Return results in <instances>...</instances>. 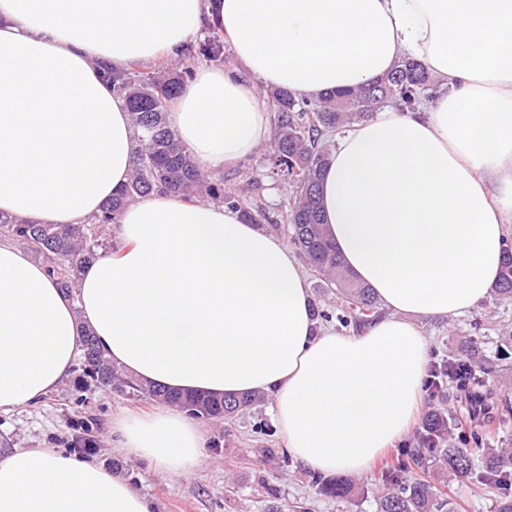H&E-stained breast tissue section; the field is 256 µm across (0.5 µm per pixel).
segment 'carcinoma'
Here are the masks:
<instances>
[{"mask_svg": "<svg viewBox=\"0 0 512 512\" xmlns=\"http://www.w3.org/2000/svg\"><path fill=\"white\" fill-rule=\"evenodd\" d=\"M195 55L219 60L223 51L218 41L208 38L198 43ZM190 75V67L173 71L165 62L138 76L108 72L113 88L125 98L133 124L143 131L130 181L106 201L93 224H35L0 217V236L27 248L45 264L57 285L71 294L77 289L81 268L97 255L104 227L116 223L130 203L154 192L170 193L189 202L205 195L238 209L247 222L265 224L285 236L322 288L341 297L337 314L313 306L316 319L326 323L335 320L356 331L366 329L380 316L378 300L371 288L352 276L329 238L321 215L319 182L330 158L322 136L367 120L390 104L415 110L421 93L433 83L427 66L413 58H402L376 81L327 93L312 103L297 99L286 89L265 90L264 101L274 119L269 144L272 173L298 187L296 194L280 201L274 218L238 192L225 189L224 180L208 175L174 133L168 103ZM490 296L495 301H512L509 243L505 244L499 279ZM81 350V389L105 387L118 395L166 404L214 422L231 420L263 400L259 392L241 396L180 393L140 382L113 364L87 330L81 336ZM486 360L485 342L480 337L462 342L448 355L446 374L434 392L446 387L471 393L476 386H486L484 380L459 369L461 363L480 368ZM71 426L78 431L71 447H95L93 440L84 436L88 425L83 416L72 420ZM458 478L495 492V512H512V441L492 444L483 428L461 429L447 412L434 408L417 432L416 445L401 449L385 469V487L376 496V512H459V503L443 491ZM314 484L320 494L336 499H346L353 491L350 481L343 477L317 479Z\"/></svg>", "mask_w": 512, "mask_h": 512, "instance_id": "obj_1", "label": "carcinoma"}]
</instances>
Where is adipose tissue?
<instances>
[{
  "label": "adipose tissue",
  "instance_id": "adipose-tissue-1",
  "mask_svg": "<svg viewBox=\"0 0 512 512\" xmlns=\"http://www.w3.org/2000/svg\"><path fill=\"white\" fill-rule=\"evenodd\" d=\"M217 10L235 66L199 68L173 128L208 171L270 137L259 86L311 99L422 60L425 111L386 109L337 140L322 215L356 279L385 307L360 335L320 331L288 247L225 204L156 193L107 225L109 250L57 288L0 241V414L67 379L89 329L142 382L273 399L290 454L360 474L420 410L429 344L417 316L478 307L512 222V0H0V213L84 224L127 183L138 132L108 69L179 55ZM111 446L190 476L205 437L178 409L113 419ZM0 512H153L104 465L62 448L0 458Z\"/></svg>",
  "mask_w": 512,
  "mask_h": 512
}]
</instances>
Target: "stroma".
Instances as JSON below:
<instances>
[{
  "mask_svg": "<svg viewBox=\"0 0 512 512\" xmlns=\"http://www.w3.org/2000/svg\"><path fill=\"white\" fill-rule=\"evenodd\" d=\"M224 184L233 189L249 186L253 204L276 214L279 202L295 192L294 183L271 177L268 147L260 145L239 164L225 168ZM512 328V303L484 300L469 314L452 319L429 317L421 328L429 343L431 361H439L451 343L469 336L497 338L501 328ZM492 372L485 381L493 391L489 405L496 418L493 435H512V417H505L504 406H512V362L490 357ZM72 380H65L43 402L21 411L0 415V456L24 448L69 447L74 408L68 391ZM85 409L92 422L89 437L97 440L90 460L111 465L119 463L121 474L138 492L153 499L156 512H265L268 505L302 503L309 512H375L374 497L382 487V462H375L365 473L354 476L355 493L336 500L317 493L315 475L288 451L271 403L226 423L200 421L207 446V461L193 475L174 476L157 472L137 458L110 447L109 427L115 415L125 410L147 412L152 402L124 397L109 390L88 387ZM267 424L268 434L258 433L257 425Z\"/></svg>",
  "mask_w": 512,
  "mask_h": 512,
  "instance_id": "1",
  "label": "stroma"
}]
</instances>
